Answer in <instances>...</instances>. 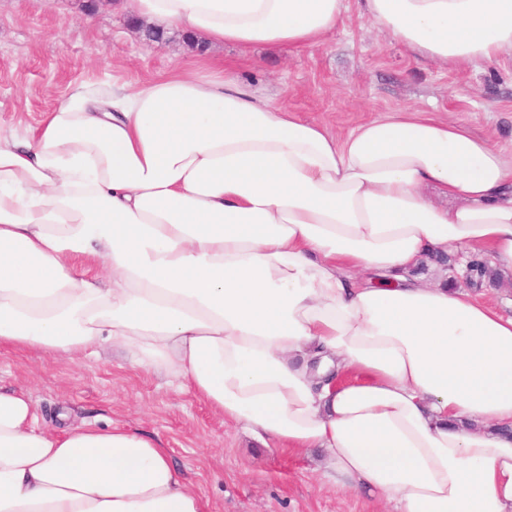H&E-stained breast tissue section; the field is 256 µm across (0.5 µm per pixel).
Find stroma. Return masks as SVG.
<instances>
[{"label":"stroma","mask_w":512,"mask_h":512,"mask_svg":"<svg viewBox=\"0 0 512 512\" xmlns=\"http://www.w3.org/2000/svg\"><path fill=\"white\" fill-rule=\"evenodd\" d=\"M182 68L229 69L282 107L344 133L406 108L470 128L512 151V55L463 71L409 57L349 11L339 28L300 53L259 47L248 56L213 44L193 51L181 33L143 41L115 0L95 14L72 0H0V129L37 125L82 87H134ZM26 390L49 430L122 423L158 438L211 512H381L322 485L317 450L264 446L225 423L163 374L130 369L111 349L74 363L0 350V388Z\"/></svg>","instance_id":"1"}]
</instances>
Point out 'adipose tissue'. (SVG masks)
Wrapping results in <instances>:
<instances>
[{
    "mask_svg": "<svg viewBox=\"0 0 512 512\" xmlns=\"http://www.w3.org/2000/svg\"><path fill=\"white\" fill-rule=\"evenodd\" d=\"M352 4L442 69L512 52V0L123 8L246 54L319 44ZM432 252L512 274V157L427 110L339 134L182 69L0 134V350L116 348L389 512H512V317L407 278ZM209 509L160 441L50 432L0 390V512Z\"/></svg>",
    "mask_w": 512,
    "mask_h": 512,
    "instance_id": "adipose-tissue-1",
    "label": "adipose tissue"
}]
</instances>
